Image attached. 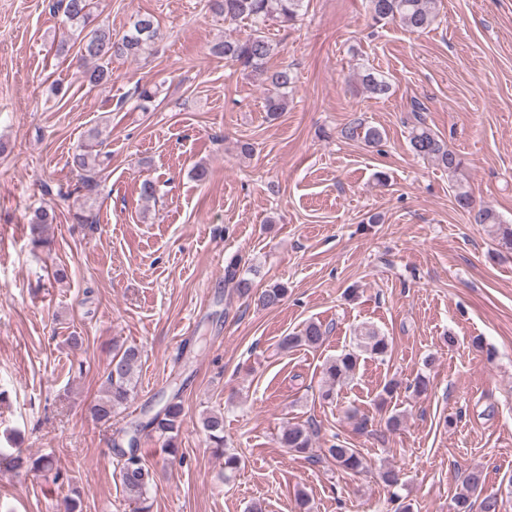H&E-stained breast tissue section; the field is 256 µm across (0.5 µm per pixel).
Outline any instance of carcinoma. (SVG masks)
<instances>
[{
    "mask_svg": "<svg viewBox=\"0 0 512 512\" xmlns=\"http://www.w3.org/2000/svg\"><path fill=\"white\" fill-rule=\"evenodd\" d=\"M303 6V0H211V8L224 17V21L235 24L250 22L249 33L224 40L215 47V52L224 59L242 67L267 91L266 111L277 116L288 107V91L295 77L287 69L270 70L266 67L272 53V44L264 28L266 22L276 19L288 24L294 21ZM97 0H54L53 12L63 14L66 23L83 34L79 52L83 59L94 62V66L83 72L84 82L98 86L112 79L109 63L114 57H138L152 50L159 38V24L151 14H138L132 20L129 29L120 37L112 34L105 25L96 23ZM369 8L374 18L389 19L400 23L412 32L428 28L437 17V0H369ZM358 84L362 90L373 97L388 94L390 83L385 76L369 69L358 75ZM416 124L410 134V146L417 155L430 157L444 170L448 178L454 181V199L458 207L468 212L476 224H487L492 228L499 243L512 249V224L504 223L499 214L491 208L476 206V203L459 178L463 162L454 152L442 143L434 132L425 125L424 120L415 117ZM347 139H362L367 143H377L382 132L375 127L351 124L342 130ZM104 160L101 154L92 153V149L79 148L71 158V166L81 176L82 187L93 191L96 187L94 175L103 171ZM54 214L46 210H36L29 219L30 242L33 248L46 245L43 229L53 223ZM242 259L233 258L224 269L225 279L236 283L242 293H249L248 280L241 276ZM287 289L280 284H271L263 289L257 298L262 307H273L284 299ZM326 336L323 325L308 321L297 334L285 337L282 347L291 349L301 346L316 348ZM361 350L379 357H387L389 342L372 328L361 334L358 343ZM141 353L136 347L120 348L112 355L108 365L107 388L92 407V413L98 420H108L117 407L122 405L135 388L134 372L140 361ZM360 354L355 351L343 353L325 362L322 373L326 389L322 397L333 399L334 387L353 377L359 367ZM183 402L180 393L170 395L163 406L146 422L134 425L133 432L145 430L163 440L162 452L174 456L178 452L176 438L183 422ZM203 429L214 453L224 458V478L228 479L239 468V457L224 448V416L211 413L204 417ZM316 431L309 424H289L280 431L278 442L281 447L296 453L307 460L317 457L313 448ZM326 456L336 462V467L347 473H361L368 469V462L356 448H350L345 442L336 440L324 450ZM0 465L16 473L54 472V481L60 480V473L54 471V459L44 455L31 459L22 449L0 448ZM119 474L122 486L129 498L136 504L135 512H151L149 491L155 481V471L139 449L131 448L122 452ZM485 476L483 470L474 468L462 480V488L455 496L456 512H473L479 505V512H501L502 500L495 495L481 496Z\"/></svg>",
    "mask_w": 512,
    "mask_h": 512,
    "instance_id": "obj_1",
    "label": "carcinoma"
}]
</instances>
